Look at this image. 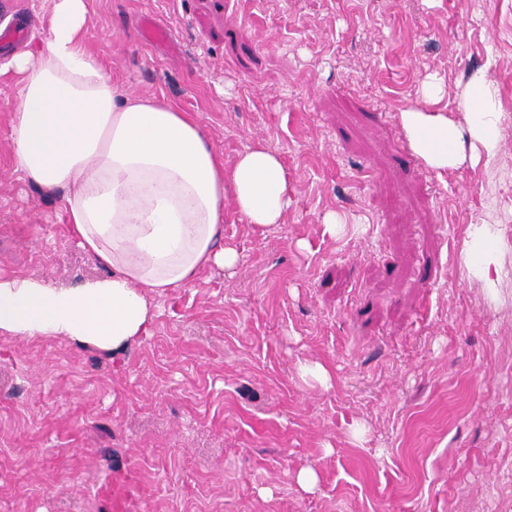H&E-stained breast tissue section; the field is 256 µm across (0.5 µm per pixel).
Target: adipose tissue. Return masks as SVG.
<instances>
[{
  "instance_id": "obj_1",
  "label": "adipose tissue",
  "mask_w": 512,
  "mask_h": 512,
  "mask_svg": "<svg viewBox=\"0 0 512 512\" xmlns=\"http://www.w3.org/2000/svg\"><path fill=\"white\" fill-rule=\"evenodd\" d=\"M51 2L39 49L10 62L22 83L12 162L31 184L62 193L71 236L110 273L72 284L0 274V332L112 352L148 334L152 295L187 287L205 267L234 272L240 255L221 242L225 198L264 231L284 223L293 190L277 152L258 143L225 164L189 113L113 83L83 44L87 0ZM442 94L430 80L425 106L400 114L413 152L439 172L495 159L497 86L472 73L461 125L435 110ZM467 237L463 265L496 291L505 276L497 234L473 224Z\"/></svg>"
}]
</instances>
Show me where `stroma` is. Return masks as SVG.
I'll return each instance as SVG.
<instances>
[{"mask_svg": "<svg viewBox=\"0 0 512 512\" xmlns=\"http://www.w3.org/2000/svg\"><path fill=\"white\" fill-rule=\"evenodd\" d=\"M88 2L84 43L113 82L191 114L225 162L278 152L293 204L263 232L225 204L234 274L153 296L149 334L122 351L0 334V512H512V0ZM49 8L0 0V24L23 17L33 51ZM147 16L169 42L143 38ZM12 56L0 273L104 275L60 195L12 167ZM479 69L501 153L437 173L400 114L435 78L463 123ZM483 220L507 272L493 296L460 259ZM314 363L331 386L302 373Z\"/></svg>", "mask_w": 512, "mask_h": 512, "instance_id": "1", "label": "stroma"}]
</instances>
